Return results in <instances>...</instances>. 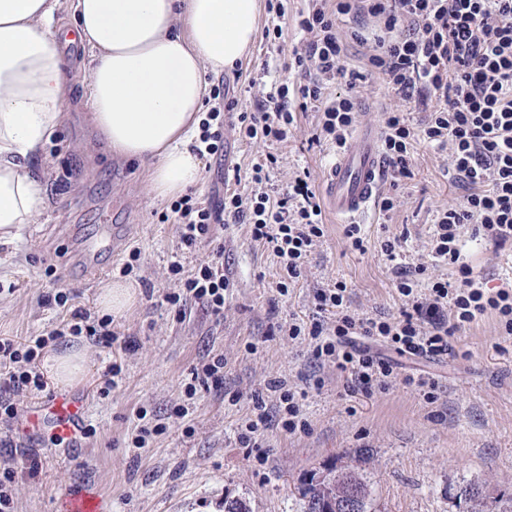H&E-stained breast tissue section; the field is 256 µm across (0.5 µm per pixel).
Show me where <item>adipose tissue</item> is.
<instances>
[{
	"label": "adipose tissue",
	"mask_w": 512,
	"mask_h": 512,
	"mask_svg": "<svg viewBox=\"0 0 512 512\" xmlns=\"http://www.w3.org/2000/svg\"><path fill=\"white\" fill-rule=\"evenodd\" d=\"M71 13L59 27L60 5ZM259 0H0V241H13L45 205L31 168L70 106L59 50L86 45L89 120L111 154L153 162L147 186L175 196L201 179L189 148L220 74L248 56Z\"/></svg>",
	"instance_id": "adipose-tissue-1"
}]
</instances>
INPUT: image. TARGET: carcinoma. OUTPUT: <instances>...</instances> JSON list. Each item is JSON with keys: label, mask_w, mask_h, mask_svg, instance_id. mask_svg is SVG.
<instances>
[{"label": "carcinoma", "mask_w": 512, "mask_h": 512, "mask_svg": "<svg viewBox=\"0 0 512 512\" xmlns=\"http://www.w3.org/2000/svg\"><path fill=\"white\" fill-rule=\"evenodd\" d=\"M341 478L346 483L355 485L361 493L354 512H376L371 483L351 467L332 468L320 479L309 481L302 489L305 512H345L340 502L336 501V482ZM457 496L469 505L468 512H486V495L480 485L463 484L459 487Z\"/></svg>", "instance_id": "1"}]
</instances>
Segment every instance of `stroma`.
I'll return each instance as SVG.
<instances>
[{"mask_svg": "<svg viewBox=\"0 0 512 512\" xmlns=\"http://www.w3.org/2000/svg\"><path fill=\"white\" fill-rule=\"evenodd\" d=\"M63 51L72 106L35 166L46 187L41 215L23 225L13 242L0 244V336L21 342L59 325L67 312L46 298L60 290L74 293L73 307L100 317L102 283L77 277L79 263L68 256L67 225H78L85 238L99 236L105 224L124 227V249L140 248L142 260L129 276H105L106 282H123L137 293L136 303L112 318L113 330L131 339L132 348L109 350L82 336L55 343V351L74 347L85 355L86 373L75 387L87 397L93 432L74 455L22 436L40 467L33 474L15 466V512H65L67 498L76 493L97 497L101 512H224L228 499L246 501L252 512H304V482L335 464L369 477L379 512H467L456 493L468 481L495 498L512 494V340L500 336L494 318L456 333L449 355L399 359V374L426 373L438 381L440 399L432 407L400 383L386 392H348L334 369L315 368L308 337L271 333L292 317L311 321L316 290L341 280L356 313H398L393 273L377 241L402 237L403 264L425 261L436 210L458 203L466 193L449 170L447 151L416 145L413 177L396 185L385 182L384 195L395 199L392 214L384 215L376 205L357 219L366 252L351 250L345 222L326 214L324 237L302 278L284 296L277 291L281 270L271 249L254 241L247 225H216L231 281L224 315L217 319L192 306L180 319L163 303L177 286L168 267L177 258L184 268H193L212 248L181 252L176 225L167 218L170 199L147 191L151 163L111 155L88 118V51L75 45ZM283 64V57L267 54L259 36L238 68L206 80L212 86L227 83L237 111L250 112L254 102L243 93L237 72L264 65L268 82H281L288 77ZM317 122L315 110L299 113L288 141L266 145L226 131L224 160L203 171L193 194L223 196L269 154L278 158L271 173L278 188H287L305 169L314 187H321L334 154L312 144ZM462 233L475 272L494 287L512 284V244L495 247L475 238L469 225ZM250 341L255 350L247 349ZM208 354L224 359L223 386L199 390L193 414L173 416L192 368ZM114 363L122 373L109 389L105 374ZM316 374L323 387L309 389L302 401L308 432L291 436L273 422L260 447L240 446L254 397L275 403L270 380L285 377L298 384ZM142 407L165 431L139 449L133 439Z\"/></svg>", "mask_w": 512, "mask_h": 512, "instance_id": "stroma-1", "label": "stroma"}]
</instances>
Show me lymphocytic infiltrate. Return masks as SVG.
Returning <instances> with one entry per match:
<instances>
[{
    "label": "lymphocytic infiltrate",
    "mask_w": 512,
    "mask_h": 512,
    "mask_svg": "<svg viewBox=\"0 0 512 512\" xmlns=\"http://www.w3.org/2000/svg\"><path fill=\"white\" fill-rule=\"evenodd\" d=\"M267 9L277 22L264 38L271 51L288 52V68L295 78L269 87L261 77H249L248 89L260 90L261 96L255 111L238 114L240 137L263 144L287 141L298 113L313 104L320 114L314 141L343 149L357 122L358 97L378 76L399 102L383 117L382 151L392 179L412 177L414 143L450 151L454 178L467 194L460 204L437 211L430 257L454 269V276L427 277L423 263L401 267L400 238H386L379 248L395 275L402 301L398 317L352 313L347 284L339 281L315 295L319 311L332 313L331 325L288 324L289 335L310 338L313 360L336 368L352 389L383 392L400 381L425 403L435 404L437 381L422 374L398 376L395 363L358 341L372 339L402 356L441 357L456 332L488 314L496 318L503 336L512 339V289L488 287L485 278L462 262L460 238L462 225L470 224L475 234L495 245L512 241V0H306L297 19L306 41L288 50L281 43L279 20L287 14L283 0H272ZM346 15L371 16L383 29L369 45L367 66L361 71L344 63L337 22ZM331 83L343 86V93L328 96ZM212 98L194 147L206 160L223 156L224 115L234 110L222 87L214 88ZM415 99L432 101L433 106L413 125L402 106ZM275 162L269 154L253 165L249 189L225 190L216 201L185 195L173 202L171 211L181 247L188 251L211 241L215 225H248L252 239L267 244L277 257L283 272L278 291L284 294L299 280L315 242L323 237L324 218L309 175L296 176L289 191L273 187L269 169ZM223 257L219 246L193 271L171 263L169 272L180 288L165 300L177 316L195 304L223 315L224 293L230 286ZM111 325L110 319L95 321L77 308L47 335L31 337L26 344L0 337V367L7 370L0 380V418L8 422L18 415L11 392L46 391L38 361L49 342L83 336L108 348L118 341ZM121 344L131 346L127 340ZM269 388L276 395L282 429L291 435L305 432L308 424L298 390L284 378L271 380Z\"/></svg>",
    "instance_id": "f902f5d3"
}]
</instances>
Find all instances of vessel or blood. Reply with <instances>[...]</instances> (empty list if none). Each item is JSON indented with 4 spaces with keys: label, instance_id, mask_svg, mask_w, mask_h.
Listing matches in <instances>:
<instances>
[{
    "label": "vessel or blood",
    "instance_id": "vessel-or-blood-1",
    "mask_svg": "<svg viewBox=\"0 0 512 512\" xmlns=\"http://www.w3.org/2000/svg\"><path fill=\"white\" fill-rule=\"evenodd\" d=\"M384 164L378 136L372 126L352 135L325 174L323 196L327 206L344 219L364 213L382 187ZM88 411L75 395L58 390L37 400L20 425L23 432L47 437L68 448L83 445Z\"/></svg>",
    "mask_w": 512,
    "mask_h": 512
}]
</instances>
